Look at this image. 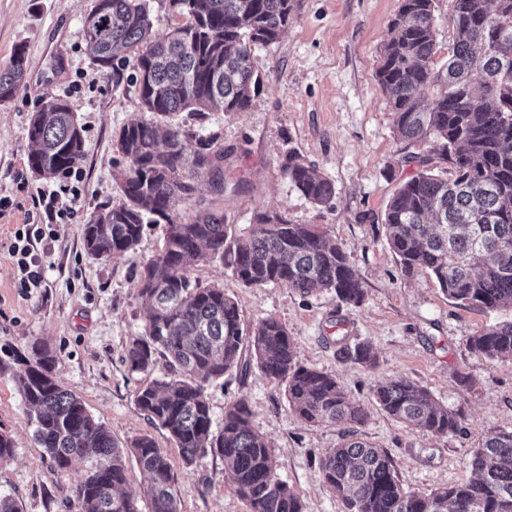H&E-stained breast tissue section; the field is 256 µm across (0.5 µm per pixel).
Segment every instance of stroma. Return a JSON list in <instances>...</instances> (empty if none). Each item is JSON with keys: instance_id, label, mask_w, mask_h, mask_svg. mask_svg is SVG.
Returning a JSON list of instances; mask_svg holds the SVG:
<instances>
[{"instance_id": "1", "label": "stroma", "mask_w": 512, "mask_h": 512, "mask_svg": "<svg viewBox=\"0 0 512 512\" xmlns=\"http://www.w3.org/2000/svg\"><path fill=\"white\" fill-rule=\"evenodd\" d=\"M94 0H0V67L24 48L26 79L0 102V431L14 443L0 461V496L19 512H81L74 475L54 473L37 441L35 422L17 386V359L44 344L55 358L54 377L73 393L119 445L147 435L168 456L177 476L180 512H247L222 459L207 453L185 465L179 448L138 407L139 387L167 372L157 360L148 373L131 371L127 347L144 332L147 311L137 290L145 263L164 246L165 227L145 226L133 251L98 257L83 245V227L100 208L120 204L114 179L126 161L115 147L118 132L139 112L128 76L117 79L98 65L85 43L84 20ZM399 0H296L292 21L274 44L253 54L263 85L245 112L181 113L190 136L187 150L212 138L224 150L223 195L199 183L183 214L208 207L248 234L258 213L277 212L293 224H320L347 253L366 292L359 307L335 293L300 295L284 285L249 288L222 261L192 267L201 286L224 290L237 302L245 325L272 316L295 342L297 364L334 374L367 417L358 435L386 449L398 479L411 492H431L471 479L469 460L487 432L512 428V361L475 354L469 339L512 312H485L448 300L438 283L402 273L382 223L400 181L413 173L406 156L425 154L431 142L397 136L393 112L376 78L381 51ZM69 102L82 128L84 156L73 219L52 225L44 254L42 287H18L7 247L19 224L37 213L38 193L53 189L28 166V127L48 101ZM300 154L336 189L330 206L310 203L285 175L288 153ZM370 342L377 364L365 367L340 358L342 345ZM402 377L427 388L436 402L460 411L461 430L446 436L422 432L389 417L372 389ZM214 427L224 410L245 399L250 426L268 440L276 477L301 499L304 512H344L340 498L322 483L318 463L336 447L347 424H310L288 406L286 384L258 367L232 371L205 383Z\"/></svg>"}]
</instances>
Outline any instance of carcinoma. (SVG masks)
<instances>
[{
	"label": "carcinoma",
	"instance_id": "obj_1",
	"mask_svg": "<svg viewBox=\"0 0 512 512\" xmlns=\"http://www.w3.org/2000/svg\"><path fill=\"white\" fill-rule=\"evenodd\" d=\"M185 24L164 37L153 33L147 0H95L85 19L92 59L119 63L136 54L134 86L142 116L123 127L115 148L128 167L117 174L121 204L105 207L84 225L83 243L95 256L135 249L146 224L166 226L164 248L148 261L138 293L148 306L143 336L126 352L131 371L153 369L166 359L168 374L142 386L137 402L152 423L165 429L189 465L205 448L224 461L248 512H304L301 500L275 477L272 450L249 427L248 403L224 410V427L212 429L204 383L234 370L245 372L248 349L262 373L287 382L289 408L312 424H361L366 412L350 400L336 376L294 362L288 328L270 316L244 325L237 302L224 291L191 280L189 270L219 258L247 287L282 284L301 295L317 288L358 306L365 292L346 252L314 224H291L278 212H264L248 236L233 232L224 217L199 212L188 218L179 205L204 181L224 194V164L204 168L215 140L185 150L189 133L158 121L180 112H245L262 76L252 51L277 42L290 23L295 0H171ZM455 26L448 60L435 62L434 0H400L391 21L394 36L382 50L378 84L390 101L398 136L433 140L435 156H412L417 173L399 185L387 203L388 245L407 276L433 278L448 299L486 311L512 309V0H448ZM26 77L19 48L0 68V101L13 96ZM430 92L433 106L421 97ZM31 169L43 177L74 167L83 158V137L68 101L54 100L48 119H31ZM449 160L455 176L434 173V157ZM283 170L316 206L335 195L333 183L299 154H288ZM473 352L512 360V321L496 324L469 341ZM19 385L33 408L35 435L55 470L77 475L82 512H138L122 492L125 458L133 456L149 486L152 512H179L176 476L167 455L147 436L122 449L111 431L53 376L54 358L43 345ZM343 358L372 367L371 346L340 347ZM390 417L435 435L461 429L460 414L436 404L430 392L403 378L373 388ZM89 466L79 469L81 461ZM471 480L430 493L400 484L390 454L353 437L327 450L319 477L344 504L345 512H512V429L490 431L473 451Z\"/></svg>",
	"mask_w": 512,
	"mask_h": 512
}]
</instances>
